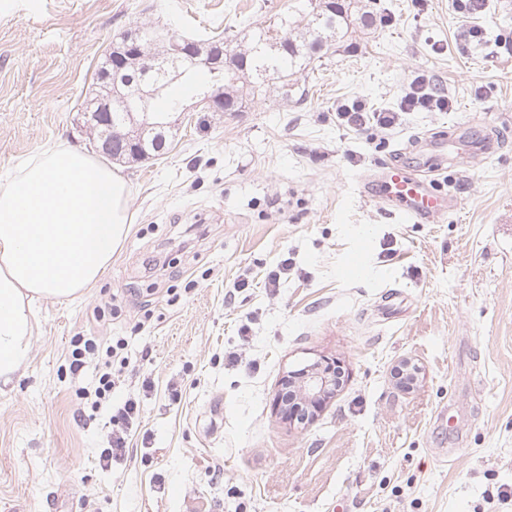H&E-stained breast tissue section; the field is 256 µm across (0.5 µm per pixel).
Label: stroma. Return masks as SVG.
Instances as JSON below:
<instances>
[{
    "mask_svg": "<svg viewBox=\"0 0 512 512\" xmlns=\"http://www.w3.org/2000/svg\"><path fill=\"white\" fill-rule=\"evenodd\" d=\"M306 10L0 0V183L44 149H85L82 105L123 30L219 38ZM376 10L375 31L306 70L302 103L204 112L188 90L163 158L113 163L130 234L82 297L35 302L29 357L0 384V512H512V0L476 17L455 0ZM421 80L451 111L390 132L336 121L356 103L399 110ZM436 137L451 211L413 224L361 197L377 166L417 163ZM76 336L128 342L112 402L138 397L140 415L107 470L109 428L78 396L95 372L69 370ZM321 359L343 385L310 423L282 419V377Z\"/></svg>",
    "mask_w": 512,
    "mask_h": 512,
    "instance_id": "obj_1",
    "label": "stroma"
}]
</instances>
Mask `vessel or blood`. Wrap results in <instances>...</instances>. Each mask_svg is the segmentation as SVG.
I'll use <instances>...</instances> for the list:
<instances>
[{
    "instance_id": "vessel-or-blood-1",
    "label": "vessel or blood",
    "mask_w": 512,
    "mask_h": 512,
    "mask_svg": "<svg viewBox=\"0 0 512 512\" xmlns=\"http://www.w3.org/2000/svg\"><path fill=\"white\" fill-rule=\"evenodd\" d=\"M434 171V166L429 164L412 170L394 161L365 182L362 193L368 199L395 206L413 222H427L450 207L449 196L437 187Z\"/></svg>"
}]
</instances>
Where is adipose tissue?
Instances as JSON below:
<instances>
[{
    "instance_id": "1",
    "label": "adipose tissue",
    "mask_w": 512,
    "mask_h": 512,
    "mask_svg": "<svg viewBox=\"0 0 512 512\" xmlns=\"http://www.w3.org/2000/svg\"><path fill=\"white\" fill-rule=\"evenodd\" d=\"M126 182L64 146L0 183V379L28 358L31 301H69L96 284L131 230Z\"/></svg>"
}]
</instances>
